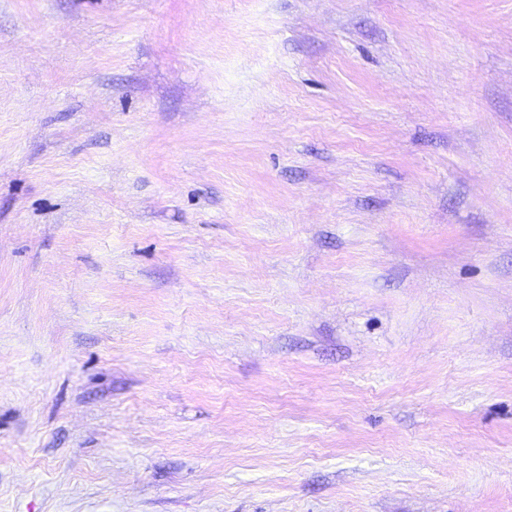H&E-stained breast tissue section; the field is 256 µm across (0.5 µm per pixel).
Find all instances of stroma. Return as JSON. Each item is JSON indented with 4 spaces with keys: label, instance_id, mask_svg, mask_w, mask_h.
I'll return each instance as SVG.
<instances>
[{
    "label": "stroma",
    "instance_id": "stroma-1",
    "mask_svg": "<svg viewBox=\"0 0 512 512\" xmlns=\"http://www.w3.org/2000/svg\"><path fill=\"white\" fill-rule=\"evenodd\" d=\"M0 512H512V0H0Z\"/></svg>",
    "mask_w": 512,
    "mask_h": 512
}]
</instances>
